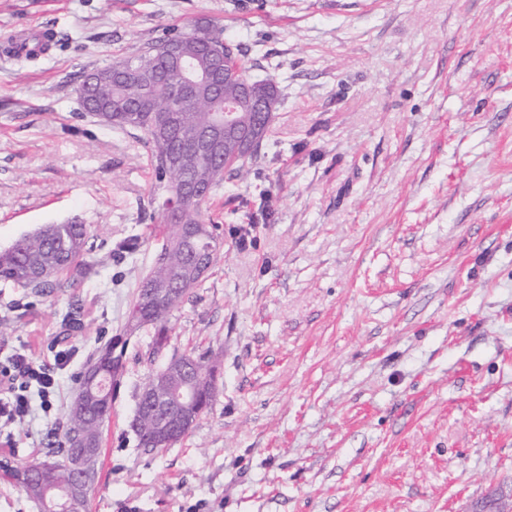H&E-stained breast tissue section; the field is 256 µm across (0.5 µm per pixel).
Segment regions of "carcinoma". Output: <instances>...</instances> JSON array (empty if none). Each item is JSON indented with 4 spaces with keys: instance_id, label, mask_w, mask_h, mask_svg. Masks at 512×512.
Listing matches in <instances>:
<instances>
[{
    "instance_id": "obj_1",
    "label": "carcinoma",
    "mask_w": 512,
    "mask_h": 512,
    "mask_svg": "<svg viewBox=\"0 0 512 512\" xmlns=\"http://www.w3.org/2000/svg\"><path fill=\"white\" fill-rule=\"evenodd\" d=\"M131 67L145 75H152L165 67L162 40L149 42L136 52L120 57ZM112 94L128 102L143 103L141 111L127 117L106 113L102 123L122 131L127 129L143 133L139 142L146 148L149 166L158 183V188L170 192L178 175L168 172L163 166L164 142L151 129L153 112L166 109L169 95L163 90L147 96L144 86L132 79L112 88ZM211 104L207 95L181 106L179 129L173 136L179 147L181 172L196 179L198 183L215 190L224 183V175L235 178L244 176L247 157L234 143L224 144L222 156L204 157L193 146L194 134L208 124ZM209 196L204 194L188 205V224H201L202 209ZM187 224H174L166 215H161L158 233L159 247L156 254L163 255L166 262H153L150 272L141 280L135 291L128 319V330L149 329L153 331L149 355L156 356L170 346L169 320L174 311L181 308L190 295L191 287L198 284L196 269L197 256L206 257L209 268H214L223 257V240L218 234V225L213 224L207 234L197 240L196 251L185 243ZM91 228L87 224H48L17 239L10 247L0 250V282L20 288H30L42 295L57 288H73L77 278H84L94 269L91 258ZM155 288H168L170 292L160 302L151 301ZM127 340L116 336L100 348L79 376L75 398L62 417V435L57 447L52 449L54 463L49 468H39V458H33L20 465L4 462L0 469L12 478L26 495L45 508L60 489L71 483L72 473L68 460L77 448L71 438L75 426L82 427L83 447L101 452L103 427L112 411L117 389L126 371ZM219 354L212 349L190 351L180 355L164 367L169 385L178 387L184 383L192 386L198 416L209 411L219 391L220 371L213 365ZM98 372L97 379L90 384L89 370ZM150 381H145L137 393L136 408L142 410L140 427L133 430L137 447L147 451L156 450L152 443L151 427L155 416L149 413L148 393Z\"/></svg>"
}]
</instances>
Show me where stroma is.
I'll list each match as a JSON object with an SVG mask.
<instances>
[{"mask_svg":"<svg viewBox=\"0 0 512 512\" xmlns=\"http://www.w3.org/2000/svg\"><path fill=\"white\" fill-rule=\"evenodd\" d=\"M200 18L282 100L248 177L209 200L223 262L171 318L172 350L218 352L220 393L146 453L129 422L151 333L126 323L162 195L78 86ZM34 28L46 54L0 51V249L74 219L97 266L43 296L0 284V362L73 350L1 459L44 456L124 334L89 512H472L512 488V0H0V38Z\"/></svg>","mask_w":512,"mask_h":512,"instance_id":"35a3bbf8","label":"stroma"}]
</instances>
